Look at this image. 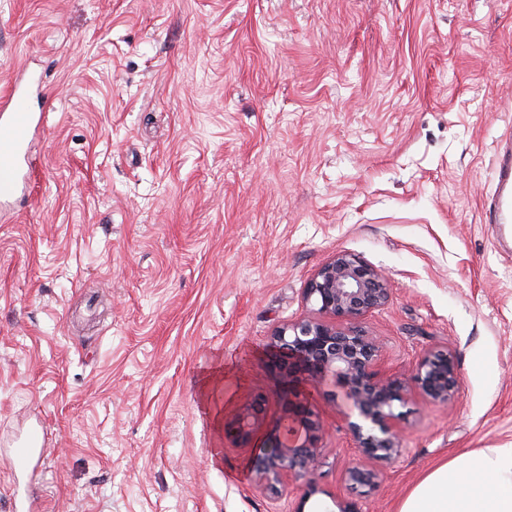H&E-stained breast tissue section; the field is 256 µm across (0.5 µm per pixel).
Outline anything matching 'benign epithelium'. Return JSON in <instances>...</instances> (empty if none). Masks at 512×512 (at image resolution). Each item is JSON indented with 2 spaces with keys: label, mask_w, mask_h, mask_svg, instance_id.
Masks as SVG:
<instances>
[{
  "label": "benign epithelium",
  "mask_w": 512,
  "mask_h": 512,
  "mask_svg": "<svg viewBox=\"0 0 512 512\" xmlns=\"http://www.w3.org/2000/svg\"><path fill=\"white\" fill-rule=\"evenodd\" d=\"M304 295L315 306L316 315L283 326L268 343L266 362L281 377L278 396L283 412L276 434L255 453L252 471L270 486H286L294 478L310 482L321 463L322 426L312 403L297 390L302 380L330 378L344 390L355 411L348 427L362 454L391 460L403 452V414L395 408L406 401L405 385L379 374L380 340L361 325L367 315L388 304L387 279L360 256L339 252L317 270ZM413 380L429 402L452 403L457 388L452 353L424 351ZM262 416L257 400L239 413L228 433L246 444Z\"/></svg>",
  "instance_id": "benign-epithelium-1"
}]
</instances>
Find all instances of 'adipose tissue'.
<instances>
[{"label": "adipose tissue", "mask_w": 512, "mask_h": 512, "mask_svg": "<svg viewBox=\"0 0 512 512\" xmlns=\"http://www.w3.org/2000/svg\"><path fill=\"white\" fill-rule=\"evenodd\" d=\"M399 512H512V447L460 453L416 485Z\"/></svg>", "instance_id": "adipose-tissue-1"}]
</instances>
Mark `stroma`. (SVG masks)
Here are the masks:
<instances>
[{
  "mask_svg": "<svg viewBox=\"0 0 512 512\" xmlns=\"http://www.w3.org/2000/svg\"><path fill=\"white\" fill-rule=\"evenodd\" d=\"M29 76L30 192L0 217V512L24 492L34 512H399L460 452L512 446V229L486 221L512 0H0V94ZM343 251L389 279L365 320L381 375L445 348L457 398L409 389L385 463L340 388L302 383L319 492L273 489L249 468L281 416L267 344ZM37 418L27 482L7 449ZM263 416L261 400H257L245 407L228 428L232 439L238 443L246 444L250 441L253 432L259 426Z\"/></svg>",
  "mask_w": 512,
  "mask_h": 512,
  "instance_id": "obj_1",
  "label": "stroma"
}]
</instances>
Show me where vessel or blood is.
I'll return each instance as SVG.
<instances>
[{
	"mask_svg": "<svg viewBox=\"0 0 512 512\" xmlns=\"http://www.w3.org/2000/svg\"><path fill=\"white\" fill-rule=\"evenodd\" d=\"M35 116L21 85L0 96V205L19 192L31 166L30 146L35 132ZM495 177L498 190L488 206L489 221L501 226L512 223V145H504L497 156ZM11 455L21 476H32L47 453L41 422L28 426L24 438L15 443Z\"/></svg>",
	"mask_w": 512,
	"mask_h": 512,
	"instance_id": "1",
	"label": "vessel or blood"
}]
</instances>
